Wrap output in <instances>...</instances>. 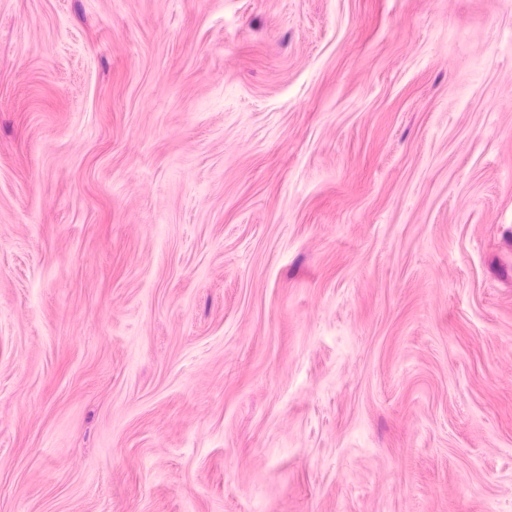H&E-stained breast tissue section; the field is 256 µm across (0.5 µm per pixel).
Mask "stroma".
<instances>
[{
    "label": "stroma",
    "mask_w": 512,
    "mask_h": 512,
    "mask_svg": "<svg viewBox=\"0 0 512 512\" xmlns=\"http://www.w3.org/2000/svg\"><path fill=\"white\" fill-rule=\"evenodd\" d=\"M0 512H512V0H0Z\"/></svg>",
    "instance_id": "obj_1"
}]
</instances>
